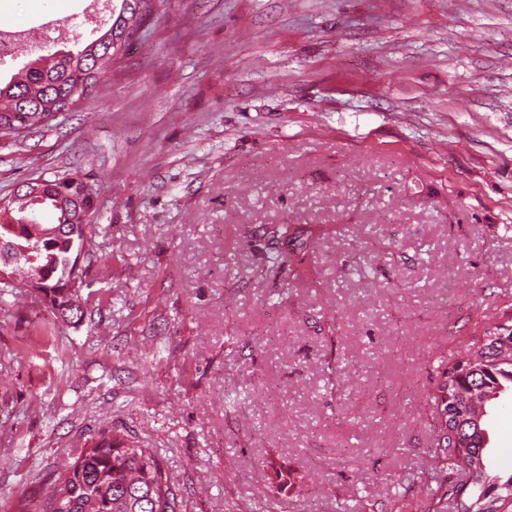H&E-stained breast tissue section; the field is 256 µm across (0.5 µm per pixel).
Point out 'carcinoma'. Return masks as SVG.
Listing matches in <instances>:
<instances>
[{"instance_id": "obj_1", "label": "carcinoma", "mask_w": 512, "mask_h": 512, "mask_svg": "<svg viewBox=\"0 0 512 512\" xmlns=\"http://www.w3.org/2000/svg\"><path fill=\"white\" fill-rule=\"evenodd\" d=\"M110 3L106 29L87 42L73 37V45L60 56H39L28 69L0 84V139L25 140L27 131L48 127L54 113L67 102H78L112 63L124 54L141 23L153 11L155 0H119ZM81 92L70 97L77 80ZM87 182L64 175L40 185L29 196L19 190L0 202V289L11 293L34 280L52 293V310L65 318L62 289L58 285L82 275L71 262L76 245L86 242L78 212L94 214V191L83 192ZM41 207L54 223L43 224L26 216ZM268 259L273 264L295 263L307 247L300 224H273ZM464 358L440 359L441 381L430 397L436 413L435 438L429 450L433 470L442 475L430 489L427 512H453L462 499L464 512H512V475L502 479L489 471L486 418L493 401L512 390V346L501 341L500 328L470 337ZM15 512H176L170 479L149 448H141L117 428L102 429L70 466L63 468L46 494L35 491L22 497Z\"/></svg>"}]
</instances>
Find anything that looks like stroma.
<instances>
[{"label": "stroma", "mask_w": 512, "mask_h": 512, "mask_svg": "<svg viewBox=\"0 0 512 512\" xmlns=\"http://www.w3.org/2000/svg\"><path fill=\"white\" fill-rule=\"evenodd\" d=\"M83 7L0 0V25ZM67 173L97 189L90 302L0 294V512L111 425L176 512L356 486L423 512L437 358L512 323V0H157L87 96L0 141V199ZM278 223L308 230L300 276L267 260ZM489 438L512 476L511 399Z\"/></svg>", "instance_id": "35a3bbf8"}]
</instances>
